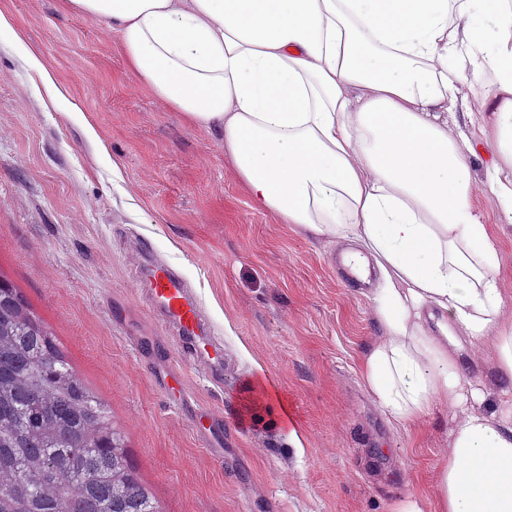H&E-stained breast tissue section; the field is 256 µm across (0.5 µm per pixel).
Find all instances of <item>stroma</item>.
I'll return each instance as SVG.
<instances>
[{"label": "stroma", "mask_w": 512, "mask_h": 512, "mask_svg": "<svg viewBox=\"0 0 512 512\" xmlns=\"http://www.w3.org/2000/svg\"><path fill=\"white\" fill-rule=\"evenodd\" d=\"M0 276L54 332L109 406L162 512H390L401 498L437 512V464L460 411L441 405L394 424L360 360L377 343L368 289L336 275L342 243L254 210L216 132L189 126L128 70L119 36L62 0H0ZM37 51L58 96L26 64ZM467 128L474 207L495 227L512 321V223L484 179L493 130L482 95ZM97 139H89L85 125ZM197 292L224 343V381L173 355L148 365L131 346L164 336L139 271L140 239ZM180 372L186 409L162 386ZM262 377L254 395L245 385ZM224 420L207 447L191 409Z\"/></svg>", "instance_id": "stroma-1"}]
</instances>
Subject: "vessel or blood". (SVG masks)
<instances>
[{
    "mask_svg": "<svg viewBox=\"0 0 512 512\" xmlns=\"http://www.w3.org/2000/svg\"><path fill=\"white\" fill-rule=\"evenodd\" d=\"M148 263L146 291L151 309L171 327L183 356L197 363L201 374L216 378L224 370V345L212 336L208 316L185 277L167 261L155 258L147 240L138 243ZM197 434L210 445L224 442L221 419L209 410L197 409L192 417Z\"/></svg>",
    "mask_w": 512,
    "mask_h": 512,
    "instance_id": "obj_1",
    "label": "vessel or blood"
}]
</instances>
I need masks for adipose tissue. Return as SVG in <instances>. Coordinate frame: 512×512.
Listing matches in <instances>:
<instances>
[{
  "label": "adipose tissue",
  "instance_id": "ef3b65f1",
  "mask_svg": "<svg viewBox=\"0 0 512 512\" xmlns=\"http://www.w3.org/2000/svg\"><path fill=\"white\" fill-rule=\"evenodd\" d=\"M187 124L219 133L258 211L344 242L382 330L361 360L398 425L472 399L438 464L437 512H512V322L472 203L470 80L495 137L485 183L512 223V0H66ZM491 344L499 407L462 356Z\"/></svg>",
  "mask_w": 512,
  "mask_h": 512
}]
</instances>
